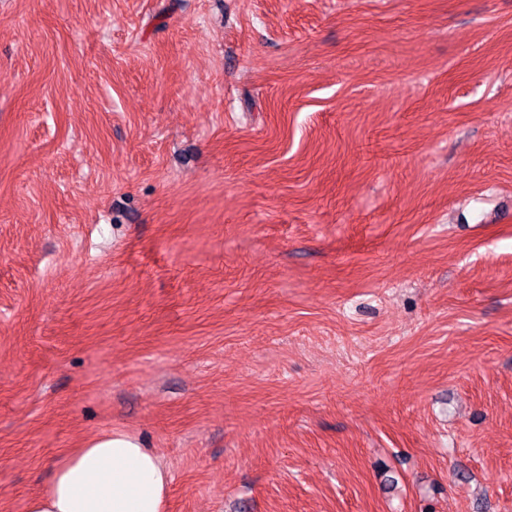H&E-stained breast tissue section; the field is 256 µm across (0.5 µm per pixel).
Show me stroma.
<instances>
[{
    "label": "stroma",
    "instance_id": "1",
    "mask_svg": "<svg viewBox=\"0 0 512 512\" xmlns=\"http://www.w3.org/2000/svg\"><path fill=\"white\" fill-rule=\"evenodd\" d=\"M108 432L167 512H512V0H0V512Z\"/></svg>",
    "mask_w": 512,
    "mask_h": 512
}]
</instances>
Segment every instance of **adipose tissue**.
Returning a JSON list of instances; mask_svg holds the SVG:
<instances>
[{
    "label": "adipose tissue",
    "instance_id": "ef3b65f1",
    "mask_svg": "<svg viewBox=\"0 0 512 512\" xmlns=\"http://www.w3.org/2000/svg\"><path fill=\"white\" fill-rule=\"evenodd\" d=\"M170 481L162 459L136 437L104 434L57 464L28 512H166Z\"/></svg>",
    "mask_w": 512,
    "mask_h": 512
}]
</instances>
